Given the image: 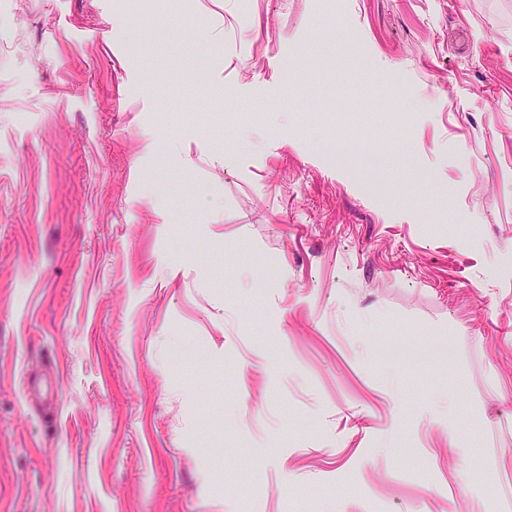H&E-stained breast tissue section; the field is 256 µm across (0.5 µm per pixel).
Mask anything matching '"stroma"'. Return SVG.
<instances>
[{"label": "stroma", "instance_id": "1", "mask_svg": "<svg viewBox=\"0 0 512 512\" xmlns=\"http://www.w3.org/2000/svg\"><path fill=\"white\" fill-rule=\"evenodd\" d=\"M0 512H512V0H0Z\"/></svg>", "mask_w": 512, "mask_h": 512}]
</instances>
